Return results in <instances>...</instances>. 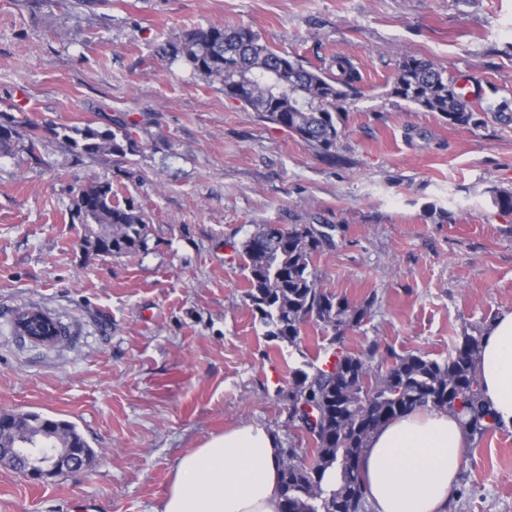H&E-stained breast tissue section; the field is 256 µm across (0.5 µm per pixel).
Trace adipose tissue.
<instances>
[{"label":"adipose tissue","instance_id":"1","mask_svg":"<svg viewBox=\"0 0 512 512\" xmlns=\"http://www.w3.org/2000/svg\"><path fill=\"white\" fill-rule=\"evenodd\" d=\"M476 373L497 419L512 423V313L489 328ZM466 446L445 411L417 409L380 428L361 461L375 512H446ZM280 481L277 436L242 425L180 457L161 512H279Z\"/></svg>","mask_w":512,"mask_h":512}]
</instances>
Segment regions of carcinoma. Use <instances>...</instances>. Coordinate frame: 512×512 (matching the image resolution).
Returning a JSON list of instances; mask_svg holds the SVG:
<instances>
[{"label": "carcinoma", "instance_id": "obj_1", "mask_svg": "<svg viewBox=\"0 0 512 512\" xmlns=\"http://www.w3.org/2000/svg\"><path fill=\"white\" fill-rule=\"evenodd\" d=\"M193 71L222 85L224 96L257 113L267 123L297 135L328 160L336 158L338 122L343 103L356 92L358 72L336 59L340 76L328 77L321 69L304 65L260 42L245 26H210L189 31L174 46ZM389 94L423 112H435L456 126H477L487 112L467 107L446 71L432 62L404 56ZM20 121L0 111V154L10 155L19 144ZM66 133L61 139L74 157L123 156L134 151L136 141L126 124L114 129L90 125ZM498 210L512 213V190H490ZM74 218L82 224L85 248L98 254L128 256L148 249V214L129 203L113 204L112 185L90 183L76 193ZM319 224H258L242 243L239 255L247 271L249 306L272 340L299 346L303 325L325 328L340 324L358 327L374 304L355 305L346 297L320 286L314 259L332 242ZM37 308L15 317L12 331L20 336H44L59 322L36 316ZM483 337L458 338L448 358L426 355H392L386 369H373L369 357L341 351L344 337L332 336V365L322 368L308 362L291 371L288 387L278 390L287 403L288 422L307 438V448L281 449V512H367L361 457L372 435L390 421L417 409L455 414L466 435L483 436L501 425L483 400L476 362ZM46 417L29 412L14 418L0 431V446L12 448L17 437L34 441L42 434ZM59 443L87 448L89 443L74 423L53 420ZM336 469V484L325 483L326 472Z\"/></svg>", "mask_w": 512, "mask_h": 512}]
</instances>
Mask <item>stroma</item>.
<instances>
[{"instance_id": "35a3bbf8", "label": "stroma", "mask_w": 512, "mask_h": 512, "mask_svg": "<svg viewBox=\"0 0 512 512\" xmlns=\"http://www.w3.org/2000/svg\"><path fill=\"white\" fill-rule=\"evenodd\" d=\"M242 25L279 52L359 73L336 158L262 122L171 48L188 30ZM468 73L473 108L512 106V0H0V108L38 127L42 163L0 157V412L76 424L96 457L79 476L34 483L0 464V512H158L188 450L249 422L299 443L276 396L329 330L300 347L269 339L238 252L257 224H328L321 287L372 302L344 349L444 360L458 336L512 312V124L448 125L390 96L398 61ZM126 121L136 153L75 161L64 125ZM111 184L151 217L148 249L88 254L79 187ZM37 307L69 337L15 336ZM447 512H512V425L468 443Z\"/></svg>"}]
</instances>
